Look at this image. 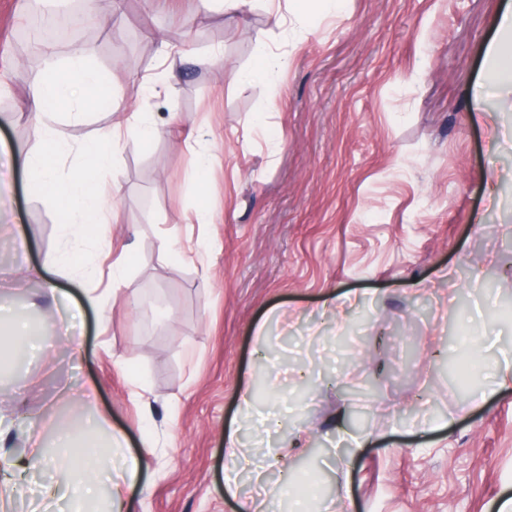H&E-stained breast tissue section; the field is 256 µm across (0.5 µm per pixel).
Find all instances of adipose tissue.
Listing matches in <instances>:
<instances>
[{"instance_id": "adipose-tissue-1", "label": "adipose tissue", "mask_w": 512, "mask_h": 512, "mask_svg": "<svg viewBox=\"0 0 512 512\" xmlns=\"http://www.w3.org/2000/svg\"><path fill=\"white\" fill-rule=\"evenodd\" d=\"M47 66L48 75L32 88L27 104L42 147L40 153L27 156L25 160L28 183L47 208L66 213L74 237L99 242L110 232L111 210L103 181L112 168L114 155L127 140H150L155 129L140 116H133L126 125L113 127L100 139L82 147L85 163L75 176L58 177L48 157L60 153L63 143L45 117L61 106L72 109L74 115H81L85 99L80 91L98 86L101 75L81 53L62 62L48 58ZM101 430V420L94 418L88 420L81 437L60 433L49 450L42 443L33 444L29 457L45 461L62 477L61 484L44 486L45 498H55L58 488H65L71 495L74 512H86L88 507L97 504L99 482L104 479L108 482L113 512H128L130 504L125 491L136 483L145 460L143 456L127 452V437L120 431L113 432L109 439L110 447L122 451L119 466H112L109 457L103 454L83 456V449L99 447Z\"/></svg>"}]
</instances>
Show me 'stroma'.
<instances>
[{
	"instance_id": "obj_1",
	"label": "stroma",
	"mask_w": 512,
	"mask_h": 512,
	"mask_svg": "<svg viewBox=\"0 0 512 512\" xmlns=\"http://www.w3.org/2000/svg\"><path fill=\"white\" fill-rule=\"evenodd\" d=\"M33 0H0V308L43 330L25 358L0 353L5 449L78 431L92 414L144 453L132 512H498L512 499V92L487 85L489 44L512 0H340L270 19L200 0H98L122 32L91 23L79 48L124 101L90 100L53 122L67 153L133 113L157 134L117 152L112 233L85 246L30 189L39 151L27 100L45 57L19 40ZM167 42L174 90L144 82ZM287 56L275 83L243 80ZM208 56L202 68L198 57ZM216 161L201 197L197 156ZM213 209L217 223L198 220ZM80 265L48 269L50 256ZM128 257L136 301L108 290ZM97 267L95 279L82 277ZM87 308L81 361L33 268ZM353 295L344 313L328 295ZM341 379L338 387L329 378ZM94 385L96 397L81 393ZM261 397L240 412L244 389ZM251 461L224 493V435ZM363 438V447L351 437ZM278 455L282 469L267 468ZM53 473L31 463L0 512H31Z\"/></svg>"
}]
</instances>
